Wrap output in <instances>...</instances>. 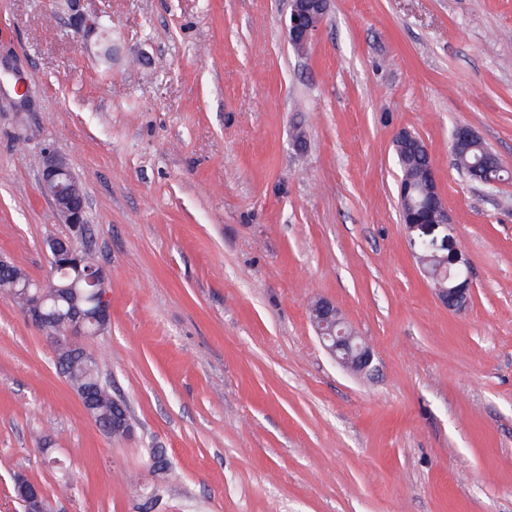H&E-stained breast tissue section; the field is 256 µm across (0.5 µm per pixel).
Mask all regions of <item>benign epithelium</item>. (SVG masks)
<instances>
[{
    "label": "benign epithelium",
    "mask_w": 512,
    "mask_h": 512,
    "mask_svg": "<svg viewBox=\"0 0 512 512\" xmlns=\"http://www.w3.org/2000/svg\"><path fill=\"white\" fill-rule=\"evenodd\" d=\"M290 13L287 24L288 43L298 52H305L313 42L328 12L329 0H289ZM413 142L427 158L425 168L426 220H408L401 216L410 234V245L421 246L432 251V255L447 264L448 252L456 255L455 263L468 266V260L457 248L448 234L450 218L448 209L442 204L437 184L436 171L427 145L413 133L403 130L395 138V148ZM453 146L481 143L477 134L466 125L457 126L452 133ZM42 169L40 189L54 205L63 223L71 226L72 237H53L46 240L45 251L50 259L49 275L35 284L36 292L23 289L26 317L35 323L46 335L53 347L54 356L70 352L74 341L87 336L103 334L111 325L112 306L107 288V277L102 267L82 268L83 261L77 241L86 230L87 206L82 186L72 175L64 158L49 144L40 146ZM67 270L78 273L77 280L70 285L60 284L58 274ZM83 288L94 298L95 307L87 311L77 302L70 303L68 315L61 319L47 313L46 302L54 295L69 294ZM472 284L470 278L448 277V285L435 289L438 300L448 309L461 311L470 301ZM311 323L325 348L336 360L350 371H365L372 361L369 345L358 336L343 318L336 304L326 298H318L310 305ZM77 396L99 430L112 438H127L134 433V426L126 410H117L112 418L97 417L92 405L97 388L87 386L77 391ZM15 497L21 503L23 512H52L41 490L26 482H18Z\"/></svg>",
    "instance_id": "7a95c632"
}]
</instances>
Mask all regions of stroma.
Here are the masks:
<instances>
[{"label":"stroma","mask_w":512,"mask_h":512,"mask_svg":"<svg viewBox=\"0 0 512 512\" xmlns=\"http://www.w3.org/2000/svg\"><path fill=\"white\" fill-rule=\"evenodd\" d=\"M104 12L112 49L81 18ZM288 0H0V255L32 279L86 198L112 324L85 340L135 431L108 438L0 294V512H512V179L453 164L471 127L512 169V0H332L306 53ZM428 146L473 294L448 310L399 216ZM336 302L354 373L309 321ZM159 499L147 506L144 487ZM311 323L325 348L350 371H366L373 353L361 336L351 329L336 304L318 298L310 305ZM15 497L21 503L23 512H50L54 511L52 503H49L41 490L36 485L26 482H18L15 489Z\"/></svg>","instance_id":"1"}]
</instances>
